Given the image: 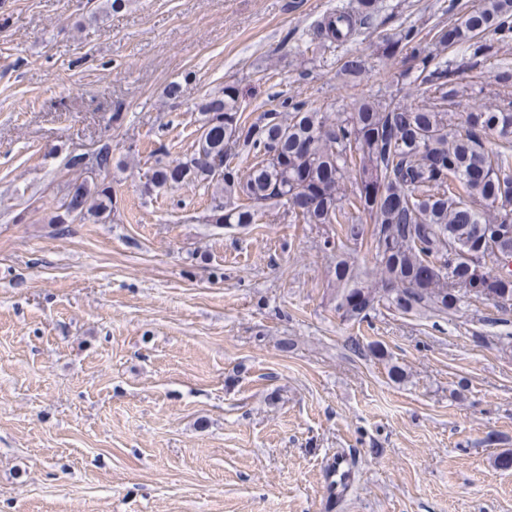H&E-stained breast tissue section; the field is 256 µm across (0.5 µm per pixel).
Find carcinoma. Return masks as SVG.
I'll list each match as a JSON object with an SVG mask.
<instances>
[{
  "instance_id": "carcinoma-1",
  "label": "carcinoma",
  "mask_w": 512,
  "mask_h": 512,
  "mask_svg": "<svg viewBox=\"0 0 512 512\" xmlns=\"http://www.w3.org/2000/svg\"><path fill=\"white\" fill-rule=\"evenodd\" d=\"M375 2L357 0L355 12L328 16L325 39L351 40ZM511 40L512 0H483L429 39L412 25L384 39L379 50L386 57L410 49L402 76L417 84L416 107L362 100L333 118L286 98L282 111L249 123L238 91L228 86L197 105L190 152L156 161L151 189L214 188V224H254L278 206L293 223L342 225L346 238L369 245L380 271L379 279L364 281L349 260L336 261V309L347 320L361 321L380 306L451 316L476 280L485 301L512 306V100L455 121L461 90L455 71L438 60L457 48L484 59ZM364 70L354 54L339 68L348 80ZM493 134L492 148L485 140ZM306 141L312 149L300 147ZM243 156L250 162L242 170L236 160ZM438 159L448 160L447 171H435ZM301 197L310 199L302 214L287 209ZM76 198L74 218L58 211L50 223L112 219V182L85 177Z\"/></svg>"
}]
</instances>
